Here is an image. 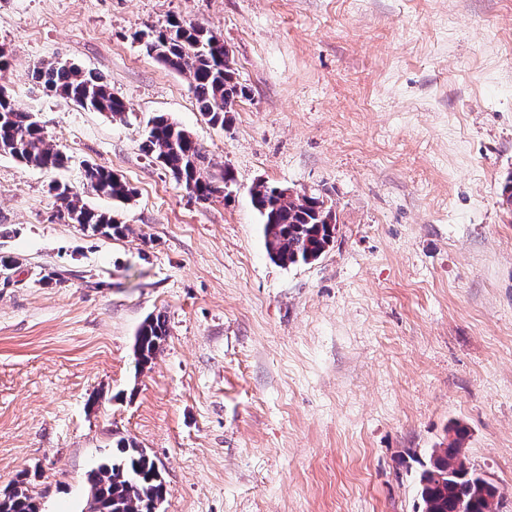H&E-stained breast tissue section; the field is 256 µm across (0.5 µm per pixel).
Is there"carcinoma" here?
Listing matches in <instances>:
<instances>
[{
    "label": "carcinoma",
    "instance_id": "carcinoma-1",
    "mask_svg": "<svg viewBox=\"0 0 512 512\" xmlns=\"http://www.w3.org/2000/svg\"><path fill=\"white\" fill-rule=\"evenodd\" d=\"M146 54L166 68L189 75L200 111L216 126H224L226 114L248 97L246 87L235 81L234 69L224 41L200 26L172 20L154 30L144 43ZM44 87L83 109L107 112L114 119L124 116L126 106L112 93L102 76L67 65L44 64L33 70ZM143 149L167 169L197 201L206 202L223 192L233 181L229 169L218 177L204 175L206 156L191 134L163 115L151 119ZM0 154H6L31 167L51 169L61 166L64 156L51 148L32 113L20 108L10 96L0 95ZM86 179L95 191L115 200H127L133 191L112 170L91 165ZM60 203L61 218L101 236L124 233L111 212L88 207L73 190L53 187ZM251 202L259 214L268 256L283 265L309 263L319 258L336 238V225L322 221L321 210L331 211L320 196L284 195L277 186L264 183L251 190ZM168 330L162 315L150 316L141 324L136 337L139 361H153ZM455 438L428 451L426 460L414 475L421 512H455L465 498L473 512H485L477 482L481 474L471 471L461 478L455 474V458L463 451L465 428L454 427ZM116 452L89 474L92 500L90 512H153L155 502L165 497L166 488L155 461L134 440H117ZM0 512H39L35 500L16 489L0 499Z\"/></svg>",
    "mask_w": 512,
    "mask_h": 512
}]
</instances>
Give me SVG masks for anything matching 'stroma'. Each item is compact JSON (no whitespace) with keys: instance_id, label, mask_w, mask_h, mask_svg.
I'll return each mask as SVG.
<instances>
[{"instance_id":"obj_1","label":"stroma","mask_w":512,"mask_h":512,"mask_svg":"<svg viewBox=\"0 0 512 512\" xmlns=\"http://www.w3.org/2000/svg\"><path fill=\"white\" fill-rule=\"evenodd\" d=\"M173 19L221 35L249 90L224 126L141 46ZM0 50L68 158L0 155V493L89 512L88 472L130 437L159 512H415L411 473L458 423L512 512V0H0ZM47 63L101 74L124 119L48 92ZM160 114L232 170L228 196L143 152ZM92 164L132 198L95 195ZM58 183L125 235L60 220ZM259 183L332 204L318 259L269 258ZM168 330L161 314L149 316L141 324L136 337V352L143 365L150 364L155 358Z\"/></svg>"}]
</instances>
